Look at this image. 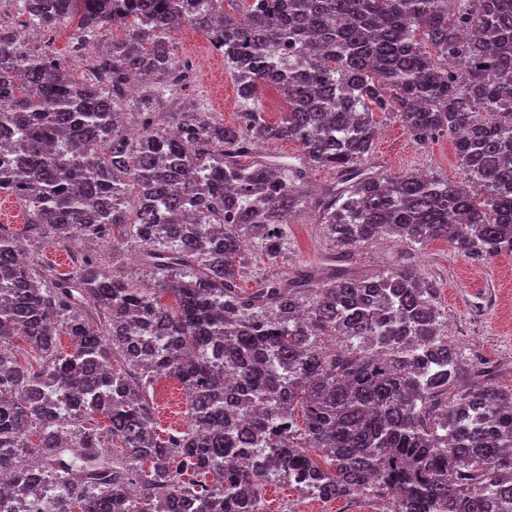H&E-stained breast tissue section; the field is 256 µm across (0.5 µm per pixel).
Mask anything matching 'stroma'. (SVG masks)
Masks as SVG:
<instances>
[{
	"label": "stroma",
	"instance_id": "stroma-1",
	"mask_svg": "<svg viewBox=\"0 0 512 512\" xmlns=\"http://www.w3.org/2000/svg\"><path fill=\"white\" fill-rule=\"evenodd\" d=\"M73 31L70 23L51 36L34 27L23 47L29 52L51 49L80 80L85 78L91 59L90 56L68 58L67 44ZM193 49L205 50L206 55L196 89L188 94V101L218 117L223 116L225 110H238L236 82L225 70L223 56L209 50L201 31L190 26L181 28L174 36L176 54ZM377 120L374 151L385 172L400 175L426 171L452 181L463 179L464 173L449 137H437L423 149L413 143L393 115L381 113ZM286 232L287 250L277 263H270L259 251L248 250V264L241 280L243 288H256L266 272L286 275L299 264L320 262L330 251L331 244L313 212L293 215ZM409 252L407 243L385 236L361 247L354 262L363 273L382 274ZM413 255L422 272L437 283L439 304L448 322L453 347L464 357L478 354L500 364L504 370L501 385L512 386V255L473 261L442 240L430 242ZM273 488L280 493L275 512H382L384 508L381 501L363 496L349 502H325L301 496L284 482L274 483Z\"/></svg>",
	"mask_w": 512,
	"mask_h": 512
}]
</instances>
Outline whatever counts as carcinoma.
<instances>
[{
    "label": "carcinoma",
    "mask_w": 512,
    "mask_h": 512,
    "mask_svg": "<svg viewBox=\"0 0 512 512\" xmlns=\"http://www.w3.org/2000/svg\"><path fill=\"white\" fill-rule=\"evenodd\" d=\"M14 2L48 32L76 22L74 53L108 25L129 31L78 81L0 23V194L24 204L25 231L112 250L58 276L0 225V512H266L263 486L281 479L394 512H512L498 365L448 344L414 262L350 266L379 234L512 255V0ZM186 25L224 55L232 125L181 105ZM267 85L288 103L276 123ZM378 112L420 147L452 138L465 181L383 173ZM284 141L295 160L260 152ZM309 167L336 182L311 193ZM300 208L333 253L244 290L242 242L283 257ZM135 245L148 283L110 267ZM162 376L188 395L187 428L165 436L150 394ZM262 112L268 122L280 121L285 112H288L281 100L280 91L274 87L266 86L261 92Z\"/></svg>",
    "instance_id": "obj_1"
}]
</instances>
